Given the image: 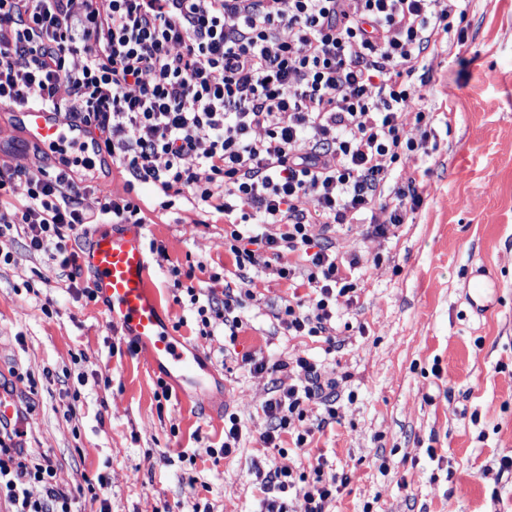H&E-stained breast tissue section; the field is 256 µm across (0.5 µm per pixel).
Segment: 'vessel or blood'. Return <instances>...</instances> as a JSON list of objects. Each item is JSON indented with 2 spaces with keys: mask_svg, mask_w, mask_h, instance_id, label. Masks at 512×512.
<instances>
[{
  "mask_svg": "<svg viewBox=\"0 0 512 512\" xmlns=\"http://www.w3.org/2000/svg\"><path fill=\"white\" fill-rule=\"evenodd\" d=\"M12 114L27 141L49 154L60 173L71 174L74 150L87 142L84 125L64 122L57 112L43 108H16ZM144 239L145 227L141 224L121 233H89L81 263L91 275L92 290L112 326L136 342L153 368L178 382L185 402L208 405L210 373L197 352L172 336L162 321ZM493 280L486 265L468 268L464 288L473 308H483Z\"/></svg>",
  "mask_w": 512,
  "mask_h": 512,
  "instance_id": "b4317fda",
  "label": "vessel or blood"
}]
</instances>
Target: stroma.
<instances>
[{"instance_id": "stroma-1", "label": "stroma", "mask_w": 512, "mask_h": 512, "mask_svg": "<svg viewBox=\"0 0 512 512\" xmlns=\"http://www.w3.org/2000/svg\"><path fill=\"white\" fill-rule=\"evenodd\" d=\"M463 41L428 53L419 87L431 112L430 149L419 170L420 208L404 223L375 206L327 232L344 257L358 255L357 290L340 299L334 342L292 336L276 319L285 281L259 271L240 311L236 342L199 335L177 287L223 290L224 217L186 200L139 190L151 227L149 272L166 322L198 349L226 387L209 407L155 398L158 372L130 353L101 302L71 286L48 256L18 235L0 237V383L27 410V445L49 450L58 481L73 489L106 476L112 512H256L255 467L312 475L316 456L345 485L328 512H512V0H470ZM0 159L34 167L35 148L0 112ZM386 225L377 235L373 225ZM168 260L157 264L158 252ZM482 262L497 289L482 312L465 299L467 266ZM265 359L250 370L242 357ZM308 356L335 380L337 421L309 448H265L262 411L296 374L273 370ZM57 374L46 381L44 369ZM243 425L240 449L203 455L222 440L224 415ZM196 454L195 462L185 457Z\"/></svg>"}]
</instances>
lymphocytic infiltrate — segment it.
<instances>
[{
    "mask_svg": "<svg viewBox=\"0 0 512 512\" xmlns=\"http://www.w3.org/2000/svg\"><path fill=\"white\" fill-rule=\"evenodd\" d=\"M467 0H0V108L64 112L127 172L128 186L190 196L223 214L236 286L223 298L188 288L199 333L236 339L253 298L251 270L272 269L291 296L277 314L294 336L328 335L361 259L339 256L315 225L349 224L377 202L403 223L422 203L416 172L398 162L425 148L401 122L427 130L413 77L447 44ZM195 165H186V158ZM29 251L70 281L82 276L78 229L144 221L139 203L48 172L0 164V207ZM313 209H306L305 201ZM275 232H267V225ZM296 254L282 263L283 254ZM297 384L263 407L264 447L302 448L336 420L334 381L296 357ZM325 415L305 426L306 407ZM0 423V499L10 512H72L50 454Z\"/></svg>",
    "mask_w": 512,
    "mask_h": 512,
    "instance_id": "lymphocytic-infiltrate-1",
    "label": "lymphocytic infiltrate"
}]
</instances>
